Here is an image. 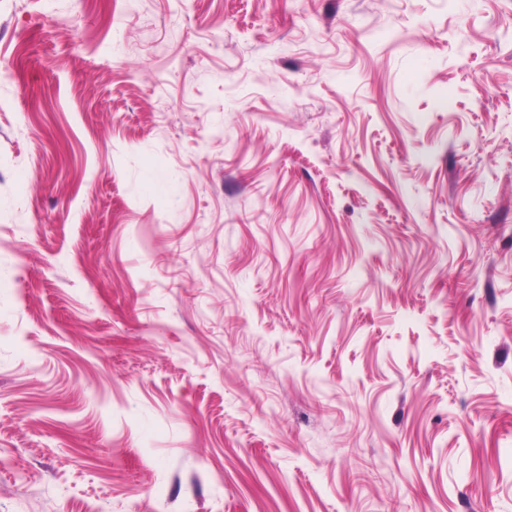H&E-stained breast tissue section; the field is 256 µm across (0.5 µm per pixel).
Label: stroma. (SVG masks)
Returning <instances> with one entry per match:
<instances>
[{
	"label": "stroma",
	"mask_w": 512,
	"mask_h": 512,
	"mask_svg": "<svg viewBox=\"0 0 512 512\" xmlns=\"http://www.w3.org/2000/svg\"><path fill=\"white\" fill-rule=\"evenodd\" d=\"M0 512H512V0H0Z\"/></svg>",
	"instance_id": "obj_1"
}]
</instances>
